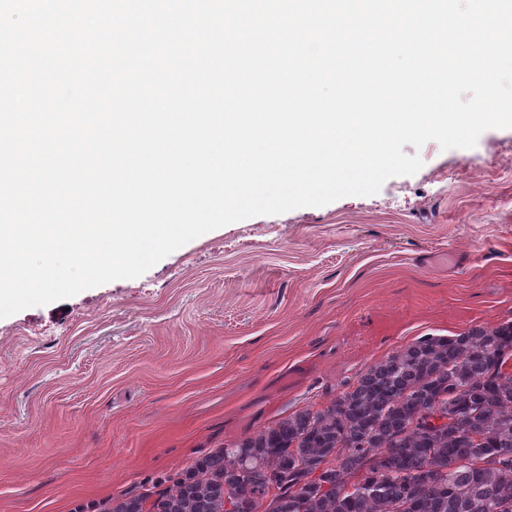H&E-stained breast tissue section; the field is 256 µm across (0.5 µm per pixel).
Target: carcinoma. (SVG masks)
<instances>
[{"label": "carcinoma", "mask_w": 512, "mask_h": 512, "mask_svg": "<svg viewBox=\"0 0 512 512\" xmlns=\"http://www.w3.org/2000/svg\"><path fill=\"white\" fill-rule=\"evenodd\" d=\"M512 323L427 337L302 410L103 512H512ZM435 410L447 424L428 429ZM318 479H311L314 472Z\"/></svg>", "instance_id": "cac0c4a2"}]
</instances>
